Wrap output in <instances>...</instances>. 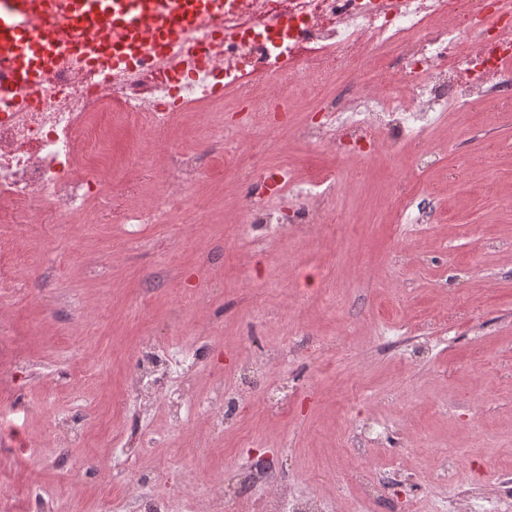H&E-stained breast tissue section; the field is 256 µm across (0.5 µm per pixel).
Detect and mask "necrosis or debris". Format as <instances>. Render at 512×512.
Listing matches in <instances>:
<instances>
[{"instance_id":"1","label":"necrosis or debris","mask_w":512,"mask_h":512,"mask_svg":"<svg viewBox=\"0 0 512 512\" xmlns=\"http://www.w3.org/2000/svg\"><path fill=\"white\" fill-rule=\"evenodd\" d=\"M212 57V78L179 92L167 72L147 54L119 64H89L83 52L48 78L18 112L0 113V224H40L53 215L94 224L97 202L122 184L112 167L104 115L118 112L148 130L172 127L187 110L218 113L229 99L252 109L290 111L296 90L307 94L317 124L301 137L334 147L343 171L353 169L359 146L383 145L400 155L432 112H464L486 102L512 112V0H224V42L208 31L194 35ZM361 61V73L348 72ZM199 175L196 154L177 149L163 174L164 189L137 223L177 210L170 188L187 191ZM335 179L320 174L308 185L288 180L295 203L293 224H310L326 204ZM169 349L144 345L131 394L162 397L171 425L190 417L193 392L187 381L165 380ZM275 353L248 358L236 381L216 383L210 394L211 425L223 430L242 412ZM123 467L138 492L127 512H190L189 493L155 490L152 476L129 457ZM236 487L256 493L261 512H331L322 495H297L267 460L236 466ZM396 468L352 477L364 505L391 500ZM394 512L406 502L391 500Z\"/></svg>"}]
</instances>
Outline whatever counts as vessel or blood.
I'll return each instance as SVG.
<instances>
[{
	"label": "vessel or blood",
	"mask_w": 512,
	"mask_h": 512,
	"mask_svg": "<svg viewBox=\"0 0 512 512\" xmlns=\"http://www.w3.org/2000/svg\"><path fill=\"white\" fill-rule=\"evenodd\" d=\"M223 0H0V110L19 111L24 93L39 89L75 28L86 46L109 45L114 58L152 40L175 83L210 70L197 57L192 34L209 29L224 38Z\"/></svg>",
	"instance_id": "1"
}]
</instances>
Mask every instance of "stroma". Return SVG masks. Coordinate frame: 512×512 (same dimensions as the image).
<instances>
[{
    "instance_id": "1",
    "label": "stroma",
    "mask_w": 512,
    "mask_h": 512,
    "mask_svg": "<svg viewBox=\"0 0 512 512\" xmlns=\"http://www.w3.org/2000/svg\"><path fill=\"white\" fill-rule=\"evenodd\" d=\"M198 145L197 112L177 133L197 147L200 178L159 224H117L161 185L162 156L128 158L139 129L114 125L113 159L129 179L103 198L101 223L0 224L14 250L0 258L27 285L0 294V482L14 495L0 512H24L32 486L99 512L96 478L71 488L54 462V422L73 417L74 457L112 467L113 446L133 441L157 487L194 491L210 512L208 483L240 459L276 461L295 491L322 490L338 512H363L349 469L399 463L395 494L420 512H448L456 484L485 465L512 472V112L474 108L437 116L424 146L436 163L414 170L411 152L364 156L358 194L337 192L318 224H254L243 173L255 147L302 178L336 169L335 155L287 135L289 119L254 114L251 140ZM432 194L434 224H403L391 191ZM205 335L190 378L207 396L234 383L244 352L286 351L267 387L288 383V407L253 406L242 423L210 430L205 408L171 429L156 401L128 395L145 340L178 347ZM366 433L346 447L349 429ZM457 449L465 466L426 485L425 463Z\"/></svg>"
}]
</instances>
